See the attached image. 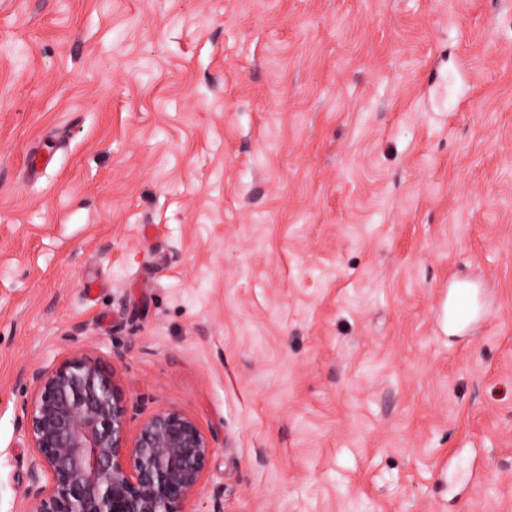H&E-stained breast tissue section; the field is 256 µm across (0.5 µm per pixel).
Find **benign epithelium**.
Listing matches in <instances>:
<instances>
[{
	"mask_svg": "<svg viewBox=\"0 0 512 512\" xmlns=\"http://www.w3.org/2000/svg\"><path fill=\"white\" fill-rule=\"evenodd\" d=\"M32 384L22 512H178L201 482L212 446L197 423L159 410L129 435L128 402L97 362L74 355Z\"/></svg>",
	"mask_w": 512,
	"mask_h": 512,
	"instance_id": "1",
	"label": "benign epithelium"
}]
</instances>
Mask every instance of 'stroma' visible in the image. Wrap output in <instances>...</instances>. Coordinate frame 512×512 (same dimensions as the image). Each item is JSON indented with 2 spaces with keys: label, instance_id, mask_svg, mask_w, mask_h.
Returning a JSON list of instances; mask_svg holds the SVG:
<instances>
[{
  "label": "stroma",
  "instance_id": "1",
  "mask_svg": "<svg viewBox=\"0 0 512 512\" xmlns=\"http://www.w3.org/2000/svg\"><path fill=\"white\" fill-rule=\"evenodd\" d=\"M74 353L180 512H512V0H0V512Z\"/></svg>",
  "mask_w": 512,
  "mask_h": 512
}]
</instances>
